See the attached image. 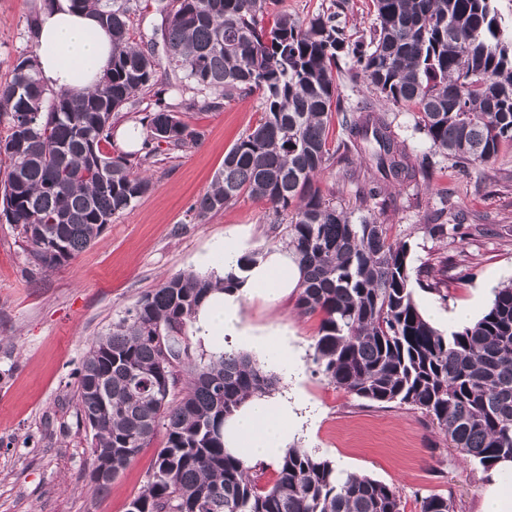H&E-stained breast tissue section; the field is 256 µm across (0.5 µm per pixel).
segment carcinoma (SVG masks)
<instances>
[{
    "label": "carcinoma",
    "mask_w": 512,
    "mask_h": 512,
    "mask_svg": "<svg viewBox=\"0 0 512 512\" xmlns=\"http://www.w3.org/2000/svg\"><path fill=\"white\" fill-rule=\"evenodd\" d=\"M92 10L112 35V65L92 90L53 96L35 56L18 60L0 83V138L8 159L0 179V215L15 226L40 268L74 259L152 189L144 165L162 144L188 149L204 132L181 114L209 112L256 91L263 117L224 155L209 189L191 206L203 219L242 195L266 200L287 225L302 271L297 307L320 316L313 360L337 387L378 404L413 407L450 447L485 469L512 459V282L495 290L477 320L448 333L419 311L409 250L387 225L324 199L316 186L329 167L346 169L352 153L369 168L355 194L367 208L384 182L427 177L394 131L395 112L372 104L355 116L337 94L336 60L351 52L383 104L416 111L415 130L434 151L466 170L496 161L512 143V37L503 34L492 0H374L376 22L354 40L336 12L301 22L282 12L261 18L266 0H157L164 56L131 41L141 0H72ZM165 67L183 95L157 99L146 113L140 149L112 153V124L135 109ZM339 125L336 148L328 127ZM232 274L178 273L146 292L91 344L75 371L77 416L95 431L93 487L112 481L164 428L156 466L128 512H403L399 493L367 475L336 471L306 448L290 447L272 485L264 468L246 467L224 449V421L251 397L268 396L277 379L249 355H209L187 328L216 286ZM182 356L178 369L160 360L157 329ZM183 372L179 399L160 397L163 382ZM419 512H455L449 497L420 499Z\"/></svg>",
    "instance_id": "obj_1"
}]
</instances>
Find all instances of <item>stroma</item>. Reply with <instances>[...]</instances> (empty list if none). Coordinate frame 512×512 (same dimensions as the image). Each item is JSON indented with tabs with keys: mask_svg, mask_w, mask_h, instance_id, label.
Instances as JSON below:
<instances>
[{
	"mask_svg": "<svg viewBox=\"0 0 512 512\" xmlns=\"http://www.w3.org/2000/svg\"><path fill=\"white\" fill-rule=\"evenodd\" d=\"M42 2L0 0V82L31 52L27 20ZM261 116L256 93L217 112H187L186 121L204 132L201 144L175 153L161 147L163 161L147 169L153 189L55 269L33 267L18 230L0 218V512H127L146 485L154 444L139 451L108 492H92L93 438L76 415L74 371L91 342L144 293L164 276L195 269L232 228L246 230L245 244L256 251L287 243L285 224L265 200L244 195L202 220L190 210L225 153ZM413 123L411 113L400 111L395 131L411 153L429 155L428 180L386 184L368 209L382 216L392 240L407 243L415 302L448 331L457 327L458 309L481 317L494 288L512 279V144L502 146L494 167L462 175L448 158L432 154ZM366 166L351 155V180L333 167L319 185L334 203L353 208ZM434 220L445 233L429 231ZM297 299L294 293L275 304L255 298L244 306L252 325L286 327L297 352L295 382L274 363L265 366L277 390L293 384L308 400L310 413L292 446L396 488L404 512H419V497L430 493L453 496L456 512H478L493 470L450 448L421 411L375 405L331 383L313 361L320 318L302 315Z\"/></svg>",
	"mask_w": 512,
	"mask_h": 512,
	"instance_id": "obj_1",
	"label": "stroma"
}]
</instances>
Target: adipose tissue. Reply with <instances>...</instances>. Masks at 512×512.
<instances>
[{"label": "adipose tissue", "instance_id": "obj_1", "mask_svg": "<svg viewBox=\"0 0 512 512\" xmlns=\"http://www.w3.org/2000/svg\"><path fill=\"white\" fill-rule=\"evenodd\" d=\"M35 53L38 73L47 94L96 87L112 60V36L89 11L74 9L71 0H55L36 20ZM243 235L234 232L216 242L203 263L217 277L238 270L244 253ZM237 289L212 291L198 308L192 324L196 345L223 352L226 345L276 363L294 376V351L282 328L257 330L244 318V301L258 297L275 303L288 296L302 278L291 248L279 246L257 256L242 273ZM304 408L299 397L286 391L272 398L247 400L224 423V446L246 465L278 462L289 438L299 430Z\"/></svg>", "mask_w": 512, "mask_h": 512}]
</instances>
